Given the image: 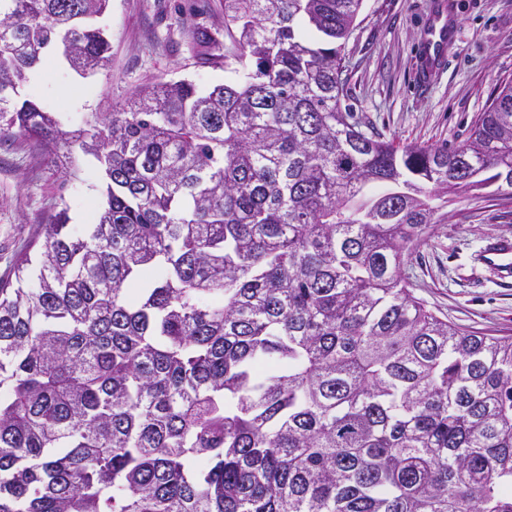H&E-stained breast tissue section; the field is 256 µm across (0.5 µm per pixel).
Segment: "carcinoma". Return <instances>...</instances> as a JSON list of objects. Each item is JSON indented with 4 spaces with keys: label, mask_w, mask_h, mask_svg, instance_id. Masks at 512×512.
I'll list each match as a JSON object with an SVG mask.
<instances>
[{
    "label": "carcinoma",
    "mask_w": 512,
    "mask_h": 512,
    "mask_svg": "<svg viewBox=\"0 0 512 512\" xmlns=\"http://www.w3.org/2000/svg\"><path fill=\"white\" fill-rule=\"evenodd\" d=\"M109 0H0V142L93 156L0 280V512H512V338L427 310L435 196H512V82L456 147L362 129L363 0H224V84L145 86L68 129L21 89L105 69Z\"/></svg>",
    "instance_id": "carcinoma-1"
}]
</instances>
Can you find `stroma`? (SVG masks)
Segmentation results:
<instances>
[{"label": "stroma", "mask_w": 512, "mask_h": 512, "mask_svg": "<svg viewBox=\"0 0 512 512\" xmlns=\"http://www.w3.org/2000/svg\"><path fill=\"white\" fill-rule=\"evenodd\" d=\"M436 0H363L344 49L355 117L396 146H454L465 141L500 86L512 81V0H458L459 24L441 70L417 80V49ZM111 45L108 69L80 76L59 52L46 49L23 97L65 125L84 113L108 112L135 90L189 79L206 90L224 81V61L198 54L189 31L224 37V0H111L96 21ZM102 173L76 154L57 172L37 148L0 143V278L18 257L37 253L41 224L67 210L82 234L100 202ZM446 220L406 256L412 296L437 317L480 336H512V288L497 284L480 262L488 237L512 236V198L495 187L434 198Z\"/></svg>", "instance_id": "stroma-1"}]
</instances>
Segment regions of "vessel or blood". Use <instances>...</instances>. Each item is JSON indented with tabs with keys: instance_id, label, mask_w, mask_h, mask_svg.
Instances as JSON below:
<instances>
[{
	"instance_id": "vessel-or-blood-1",
	"label": "vessel or blood",
	"mask_w": 512,
	"mask_h": 512,
	"mask_svg": "<svg viewBox=\"0 0 512 512\" xmlns=\"http://www.w3.org/2000/svg\"><path fill=\"white\" fill-rule=\"evenodd\" d=\"M458 17L452 0H438L427 18L419 52V79L428 81L441 67L445 51L457 30ZM483 258L500 283L512 284V238L495 236L484 246Z\"/></svg>"
}]
</instances>
